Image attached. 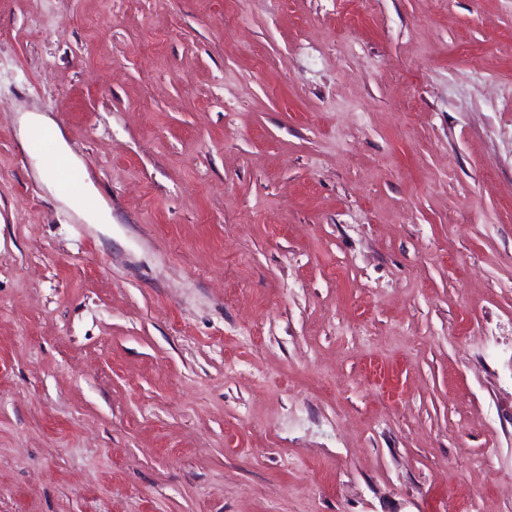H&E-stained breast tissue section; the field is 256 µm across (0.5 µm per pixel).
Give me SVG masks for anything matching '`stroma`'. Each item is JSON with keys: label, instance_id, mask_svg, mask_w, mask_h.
<instances>
[{"label": "stroma", "instance_id": "1", "mask_svg": "<svg viewBox=\"0 0 512 512\" xmlns=\"http://www.w3.org/2000/svg\"><path fill=\"white\" fill-rule=\"evenodd\" d=\"M452 488L512 512V0H0V512ZM36 130H44L51 134L54 140V149L52 157L40 158L38 163V173L42 182L50 189L54 190L57 197L77 211L90 224H108L112 221L111 210L107 207H99L93 210H86L81 207L80 195L93 196L97 194V189L91 183H82L79 192L67 191L63 188V174L67 169L79 170L83 167L82 161L74 156L58 128L51 117L35 113H25L20 119V137L24 146L32 153L36 152L32 146V135Z\"/></svg>", "mask_w": 512, "mask_h": 512}]
</instances>
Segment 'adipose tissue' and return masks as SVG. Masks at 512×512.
<instances>
[{"label":"adipose tissue","mask_w":512,"mask_h":512,"mask_svg":"<svg viewBox=\"0 0 512 512\" xmlns=\"http://www.w3.org/2000/svg\"><path fill=\"white\" fill-rule=\"evenodd\" d=\"M37 130L49 132L54 140L52 156L40 158L38 163V173L42 182L49 189L54 190L57 197L63 203L73 210L79 211L82 217L89 223H111L112 213L109 208L99 207L93 210H86L80 205V196L96 195L97 190L92 184H81L79 190L75 192L65 190L63 179L65 170L81 169L82 162L70 152L58 126L52 118L35 112L25 113L20 119V137L24 146H31L32 135Z\"/></svg>","instance_id":"1"}]
</instances>
